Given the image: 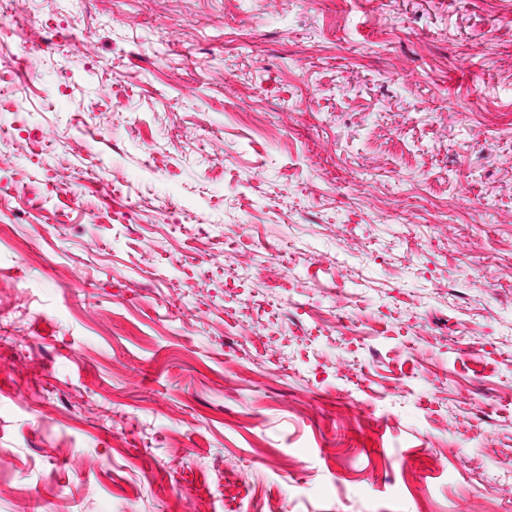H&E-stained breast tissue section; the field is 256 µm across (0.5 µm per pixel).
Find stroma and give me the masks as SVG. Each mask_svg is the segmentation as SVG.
Instances as JSON below:
<instances>
[{
	"label": "stroma",
	"mask_w": 512,
	"mask_h": 512,
	"mask_svg": "<svg viewBox=\"0 0 512 512\" xmlns=\"http://www.w3.org/2000/svg\"><path fill=\"white\" fill-rule=\"evenodd\" d=\"M28 496L512 512V0H9L0 512Z\"/></svg>",
	"instance_id": "1"
}]
</instances>
